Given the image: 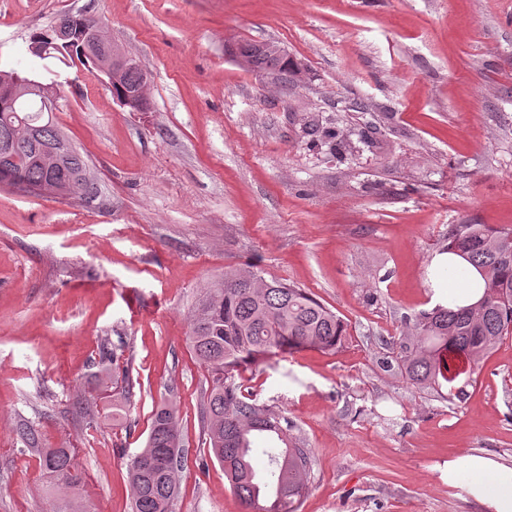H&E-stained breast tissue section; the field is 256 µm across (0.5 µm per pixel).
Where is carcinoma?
I'll return each instance as SVG.
<instances>
[{
  "mask_svg": "<svg viewBox=\"0 0 512 512\" xmlns=\"http://www.w3.org/2000/svg\"><path fill=\"white\" fill-rule=\"evenodd\" d=\"M30 40L49 47L48 61L65 64L76 59L88 71L94 70L78 39L66 44L59 41L53 25L33 33ZM237 57L246 59L252 70L301 73L298 64L272 41L243 42L237 47ZM144 77L139 65L130 66L121 84L112 87L114 97L119 99L143 86ZM58 110L59 104L38 95L0 98V140L11 137L21 120L38 128L39 138L16 146L19 157L30 159L19 172L32 187L48 181L47 171L32 157L41 146L56 140L59 129L54 112ZM310 132L314 143L321 137L343 144L341 131L331 122L314 125ZM78 173L89 174L87 160L79 151L56 178L61 182ZM444 250L463 251L464 265L448 277L475 269L484 282L482 298L469 306L439 304L420 312L413 329L394 343L392 355L381 365L389 369L397 363L412 384L423 388L447 383L449 398L461 400L466 391L452 386L458 378L453 361L467 365L469 375L512 334V228L457 224L448 231ZM189 322V348L211 377L205 407L209 455L224 468L234 494L243 503L256 505L265 497L268 505L262 512H299L308 488L310 455L288 434L280 413L245 401L242 373L251 364L302 349L336 351L346 332L343 321L303 288L267 280L254 270L232 269L203 288ZM25 439L56 485L68 488L78 484L72 449L40 448L31 431L25 433ZM260 442L265 443L263 452L268 457L265 471L252 463V453ZM185 461L177 406L164 398L153 410L144 447L129 462L132 512H172Z\"/></svg>",
  "mask_w": 512,
  "mask_h": 512,
  "instance_id": "obj_1",
  "label": "carcinoma"
}]
</instances>
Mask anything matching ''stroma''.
Instances as JSON below:
<instances>
[{
	"label": "stroma",
	"instance_id": "stroma-1",
	"mask_svg": "<svg viewBox=\"0 0 512 512\" xmlns=\"http://www.w3.org/2000/svg\"><path fill=\"white\" fill-rule=\"evenodd\" d=\"M100 19L149 77L122 107L80 64L55 67L56 121L95 183L80 199L0 185V512H51L22 438L70 448L88 512H131L128 463L174 397L188 458L173 512H245L210 458V380L189 315L211 279L251 267L339 315L336 352L304 349L244 373L308 448L299 512H486L449 458L512 466V335L461 400L380 360L435 304L455 224L512 227V0H0V71L29 69L36 30ZM274 41L293 81L236 59ZM334 121L351 146L310 145ZM132 383L112 416L101 349Z\"/></svg>",
	"mask_w": 512,
	"mask_h": 512
}]
</instances>
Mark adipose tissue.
<instances>
[{"mask_svg": "<svg viewBox=\"0 0 512 512\" xmlns=\"http://www.w3.org/2000/svg\"><path fill=\"white\" fill-rule=\"evenodd\" d=\"M470 476V497L486 512H512V466L478 453L450 458L445 469L449 485Z\"/></svg>", "mask_w": 512, "mask_h": 512, "instance_id": "adipose-tissue-1", "label": "adipose tissue"}]
</instances>
